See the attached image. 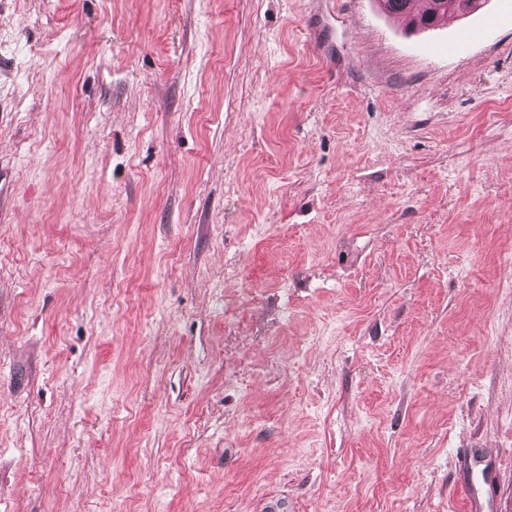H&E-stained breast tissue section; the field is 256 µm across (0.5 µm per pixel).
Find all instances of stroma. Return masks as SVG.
<instances>
[{
    "mask_svg": "<svg viewBox=\"0 0 512 512\" xmlns=\"http://www.w3.org/2000/svg\"><path fill=\"white\" fill-rule=\"evenodd\" d=\"M0 38V512H467L464 448L512 512V0ZM413 0H379L381 10L391 15H407L414 26L428 28L439 22L441 19L456 17L474 12L481 6L482 0H464L466 1L464 9L457 14L448 13V0H424V8L417 13H413L411 2ZM420 23V24H419Z\"/></svg>",
    "mask_w": 512,
    "mask_h": 512,
    "instance_id": "obj_1",
    "label": "stroma"
}]
</instances>
